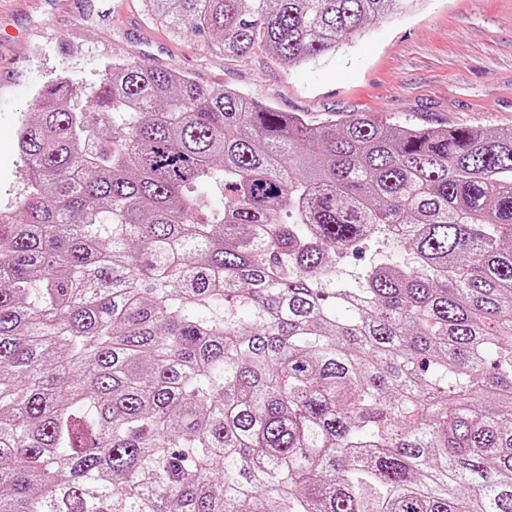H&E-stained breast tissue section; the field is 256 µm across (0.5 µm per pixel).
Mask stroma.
Masks as SVG:
<instances>
[{
	"label": "stroma",
	"mask_w": 512,
	"mask_h": 512,
	"mask_svg": "<svg viewBox=\"0 0 512 512\" xmlns=\"http://www.w3.org/2000/svg\"><path fill=\"white\" fill-rule=\"evenodd\" d=\"M40 29L27 62L0 72V206L24 187L20 119L51 78H98L105 62L139 61L224 87L308 121L363 114L404 126L512 129V0H424L364 28L303 66L258 48L232 57L191 34L173 36L141 0H0V37Z\"/></svg>",
	"instance_id": "stroma-1"
}]
</instances>
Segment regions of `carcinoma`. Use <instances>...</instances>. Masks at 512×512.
<instances>
[{"mask_svg":"<svg viewBox=\"0 0 512 512\" xmlns=\"http://www.w3.org/2000/svg\"><path fill=\"white\" fill-rule=\"evenodd\" d=\"M145 2L303 65L414 0ZM17 146L0 512H512V130L313 124L115 59Z\"/></svg>","mask_w":512,"mask_h":512,"instance_id":"obj_1","label":"carcinoma"}]
</instances>
